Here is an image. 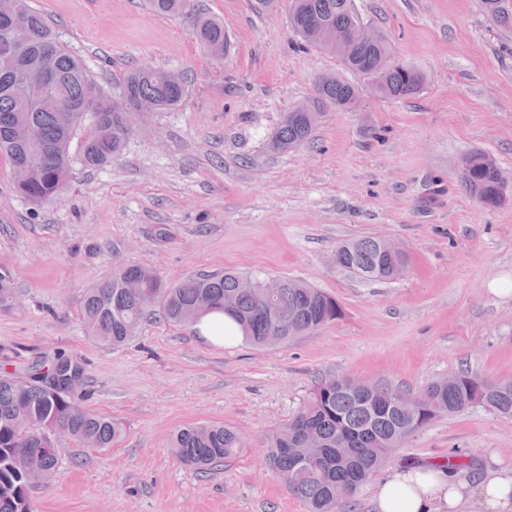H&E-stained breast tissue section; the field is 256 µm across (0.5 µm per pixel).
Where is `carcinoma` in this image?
I'll use <instances>...</instances> for the list:
<instances>
[{"label": "carcinoma", "mask_w": 512, "mask_h": 512, "mask_svg": "<svg viewBox=\"0 0 512 512\" xmlns=\"http://www.w3.org/2000/svg\"><path fill=\"white\" fill-rule=\"evenodd\" d=\"M488 17L503 28H512L508 0H482ZM151 11L162 17L185 16L193 33L212 57L220 59L228 47L224 23L195 8L193 0H148ZM27 20L26 28L12 36L6 24L14 16ZM289 24L302 45L338 57L344 68L379 82L380 92L393 99L417 94L414 82L419 70L395 60L387 38L374 45L336 47L325 33L349 29L360 23L353 0H293ZM21 53L24 63L7 82L0 81V157L10 166L37 150L46 159L35 165L28 179L15 190L33 204L62 194L74 165L99 168L120 155L129 134L125 113L135 102L152 99L159 111L179 107L187 85L179 74L153 68H137L123 84L121 106L104 96L98 83L60 41L48 18L30 0H0V57ZM54 72L52 95L61 112H45L28 100V88L44 70ZM321 100L344 109L358 98V89L340 76H328L318 84ZM317 116L293 112L282 117L271 140L276 152L295 149L312 136ZM84 130L77 154L70 151L78 130ZM470 169L460 174L463 186L485 207L495 206L503 187L500 171L487 156L470 154ZM382 240L363 238L336 248V266L363 279H387L403 255L382 252ZM245 275L227 271L209 276H189L168 285L153 271L128 266L88 289L82 307V323L88 336L111 347L124 345L135 336L141 322L157 314L175 326L194 325L202 317L197 305L206 300L210 311L232 318L244 339L255 347L285 344L316 332L341 315L339 303L318 288L285 280L283 288L269 293L263 288L240 287ZM15 301L10 277L0 272V308ZM85 383L84 363L63 352L37 358L9 371L0 370V512H33L23 468L32 465L43 473L42 484L54 477L59 459L51 447L54 427L81 445L109 448L122 434L112 418L95 413L77 401L67 389L69 374ZM484 390L481 406L512 416V380H497L461 373L448 383H430L418 397L387 385L350 386L348 378H332L317 384L298 412L263 440L270 470L301 499L309 512H346L360 487L386 461L392 448L401 447L434 419L475 406V387ZM315 439L321 457L314 463L300 454L307 438ZM171 447L183 464L206 470L236 455L244 447L231 427L218 424L189 425L179 429Z\"/></svg>", "instance_id": "1"}]
</instances>
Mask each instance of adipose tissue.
<instances>
[{
	"instance_id": "1",
	"label": "adipose tissue",
	"mask_w": 512,
	"mask_h": 512,
	"mask_svg": "<svg viewBox=\"0 0 512 512\" xmlns=\"http://www.w3.org/2000/svg\"><path fill=\"white\" fill-rule=\"evenodd\" d=\"M377 512H469L479 500L483 512H512V475L498 461L477 474H462L444 464L391 469L374 487Z\"/></svg>"
}]
</instances>
